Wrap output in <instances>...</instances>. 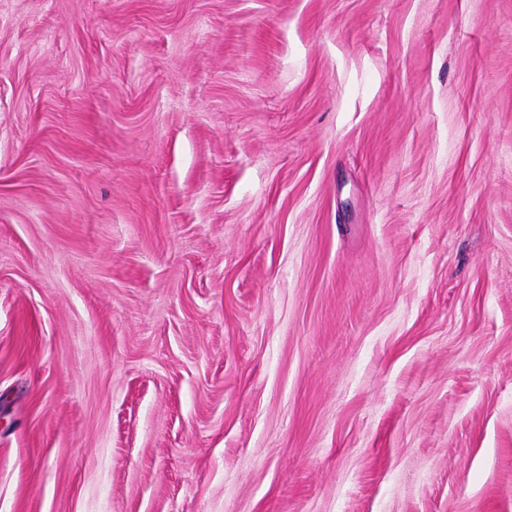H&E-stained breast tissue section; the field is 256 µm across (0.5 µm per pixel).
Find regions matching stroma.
Here are the masks:
<instances>
[{
	"mask_svg": "<svg viewBox=\"0 0 512 512\" xmlns=\"http://www.w3.org/2000/svg\"><path fill=\"white\" fill-rule=\"evenodd\" d=\"M0 512H512V0H0Z\"/></svg>",
	"mask_w": 512,
	"mask_h": 512,
	"instance_id": "35a3bbf8",
	"label": "stroma"
}]
</instances>
